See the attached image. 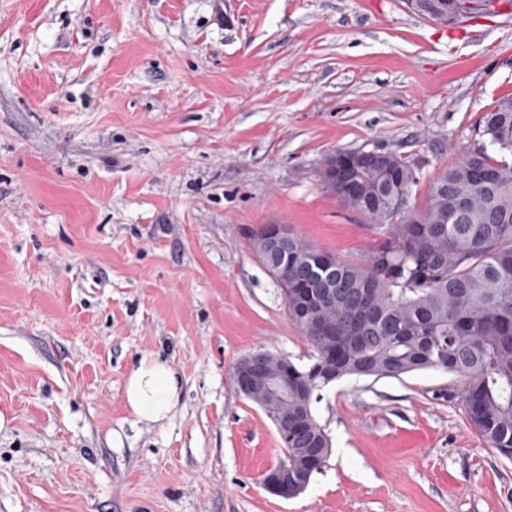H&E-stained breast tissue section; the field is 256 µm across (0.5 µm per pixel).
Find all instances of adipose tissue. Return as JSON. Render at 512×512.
I'll use <instances>...</instances> for the list:
<instances>
[{
  "label": "adipose tissue",
  "instance_id": "obj_1",
  "mask_svg": "<svg viewBox=\"0 0 512 512\" xmlns=\"http://www.w3.org/2000/svg\"><path fill=\"white\" fill-rule=\"evenodd\" d=\"M179 389L180 380L171 368L145 358L126 380V405L135 422L160 423L174 410Z\"/></svg>",
  "mask_w": 512,
  "mask_h": 512
}]
</instances>
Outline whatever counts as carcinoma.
<instances>
[{"mask_svg":"<svg viewBox=\"0 0 512 512\" xmlns=\"http://www.w3.org/2000/svg\"><path fill=\"white\" fill-rule=\"evenodd\" d=\"M494 1L512 13V0H443L448 24L486 15ZM476 134L478 147L440 172L413 212L418 177L406 159L387 152L380 170L355 152L347 157L326 190L388 224L362 261L339 259L295 233L288 239V290L280 293L311 363L257 349L266 370L286 365L288 375L274 384L275 396L262 386L241 394L269 417L296 480L310 483L331 455L312 406L346 376L444 370L457 378L469 425L512 458V97L484 112Z\"/></svg>","mask_w":512,"mask_h":512,"instance_id":"1","label":"carcinoma"}]
</instances>
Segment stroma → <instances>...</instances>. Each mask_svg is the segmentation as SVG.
Listing matches in <instances>:
<instances>
[{
    "label": "stroma",
    "mask_w": 512,
    "mask_h": 512,
    "mask_svg": "<svg viewBox=\"0 0 512 512\" xmlns=\"http://www.w3.org/2000/svg\"><path fill=\"white\" fill-rule=\"evenodd\" d=\"M512 96V14L443 27L404 0H0V512H512V459L448 372L350 377L292 499L231 379L310 348L250 246L277 220L360 260L384 225L317 175L334 151L418 168L409 205ZM171 367L163 427L134 423L143 358Z\"/></svg>",
    "instance_id": "obj_1"
}]
</instances>
